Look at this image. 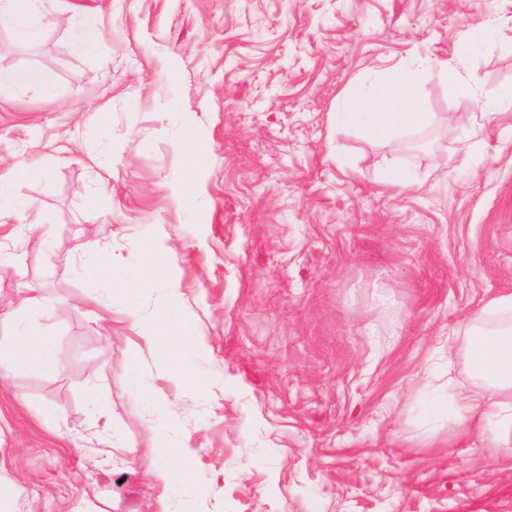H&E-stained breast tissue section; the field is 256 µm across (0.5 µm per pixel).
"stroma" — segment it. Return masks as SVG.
<instances>
[{"label":"stroma","instance_id":"35a3bbf8","mask_svg":"<svg viewBox=\"0 0 512 512\" xmlns=\"http://www.w3.org/2000/svg\"><path fill=\"white\" fill-rule=\"evenodd\" d=\"M17 43L0 22V314L66 300L61 365L0 381V512H512V458L458 434L479 388L448 336L512 294V0H41ZM96 12L101 37L70 31ZM478 78L449 95L441 63ZM422 73L428 143L368 140L345 94ZM486 143L466 155L472 136ZM200 150L185 164V141ZM415 183L387 190L390 159ZM43 167L40 181L6 178ZM168 251L139 316L198 332L188 398L89 266ZM180 288L171 301L169 283ZM139 351L129 361L128 349ZM190 478H158V447ZM99 30V19L95 14H81L72 30V43L78 51H91L93 38Z\"/></svg>","mask_w":512,"mask_h":512}]
</instances>
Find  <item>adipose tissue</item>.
<instances>
[{
	"label": "adipose tissue",
	"mask_w": 512,
	"mask_h": 512,
	"mask_svg": "<svg viewBox=\"0 0 512 512\" xmlns=\"http://www.w3.org/2000/svg\"><path fill=\"white\" fill-rule=\"evenodd\" d=\"M33 3L34 0H0V15L8 17L16 37L23 42L37 41L41 35L42 23L34 15ZM420 80L419 70L391 69L383 82L351 92L343 108L366 138L393 143L401 131L426 126L431 120L430 113L424 110ZM166 257V252L155 245L137 267L117 268L106 261L94 273L119 279L129 291V308L134 311L140 291L156 281ZM35 309L51 314L57 305L42 294H31L22 298L6 317L12 331L0 339V347L5 350L10 371L50 373L59 368L45 349L42 329L29 326L25 320ZM140 326L158 357L173 369L184 371L185 352L197 348L189 325L166 311L141 320ZM463 356L471 372L484 381L486 390L456 392L460 433L476 435L497 452L512 450V295L492 298L480 309L466 334ZM490 418L497 421L492 430L483 425Z\"/></svg>",
	"instance_id": "adipose-tissue-1"
}]
</instances>
